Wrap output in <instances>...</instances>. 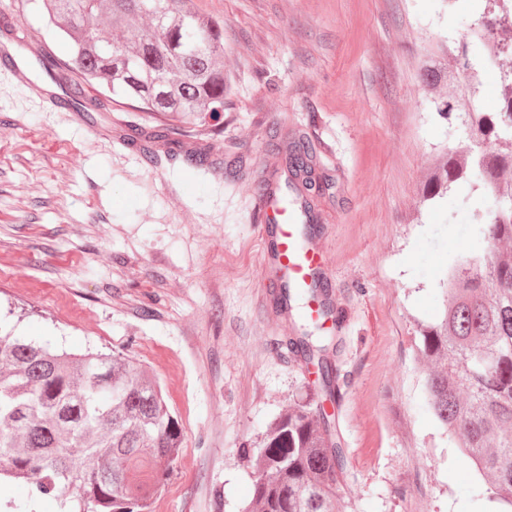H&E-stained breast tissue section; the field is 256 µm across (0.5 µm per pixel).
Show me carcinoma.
I'll return each mask as SVG.
<instances>
[{
	"instance_id": "carcinoma-1",
	"label": "carcinoma",
	"mask_w": 512,
	"mask_h": 512,
	"mask_svg": "<svg viewBox=\"0 0 512 512\" xmlns=\"http://www.w3.org/2000/svg\"><path fill=\"white\" fill-rule=\"evenodd\" d=\"M71 56L45 75L73 92L78 112H98L81 84L96 83L141 112L183 119L224 111V22L199 14L194 0H34ZM117 28L123 37L101 33ZM512 64V0H484L476 29L458 41L471 106L461 113L481 142L452 151L434 173L429 201L476 171L477 189L509 200L480 213L488 250L452 266L441 321L420 328L431 409L480 483L474 492L512 512V73L501 81V111L476 105L486 56ZM289 175L313 171L310 146L293 145ZM305 359H318L332 396L325 347L303 333ZM331 414L316 394L288 405L268 426L252 461L253 493L243 512H343L336 492L342 450L330 439ZM182 428L156 379L124 353L72 354L0 333V482L24 480L35 512L54 499L59 512H153L175 461Z\"/></svg>"
}]
</instances>
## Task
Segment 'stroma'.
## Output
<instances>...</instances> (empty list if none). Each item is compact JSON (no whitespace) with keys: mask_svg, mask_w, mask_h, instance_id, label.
<instances>
[{"mask_svg":"<svg viewBox=\"0 0 512 512\" xmlns=\"http://www.w3.org/2000/svg\"><path fill=\"white\" fill-rule=\"evenodd\" d=\"M224 23V110L209 136L174 123L172 156L135 137L163 124L96 85L99 112H56L0 68V323L67 351L131 354L183 439L154 512H242L267 427L312 374L259 273V188L305 135L323 189L337 328L331 438L355 512H498L436 420L417 356L451 265L484 253L471 184L422 195L469 147L433 93L461 77L445 53L482 0H195ZM19 37L68 60L33 0H0ZM438 75L430 90L427 68ZM202 154L207 169L190 164Z\"/></svg>","mask_w":512,"mask_h":512,"instance_id":"obj_1","label":"stroma"}]
</instances>
